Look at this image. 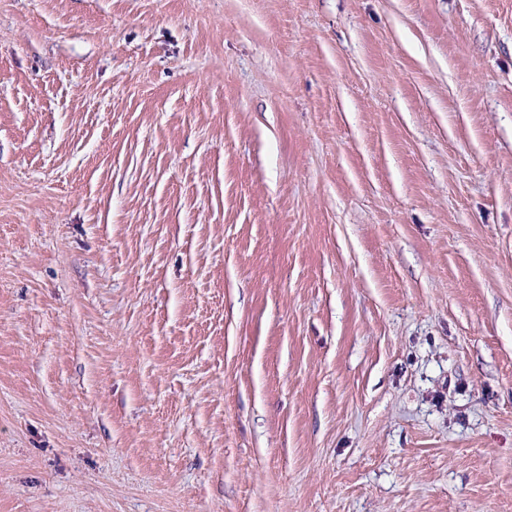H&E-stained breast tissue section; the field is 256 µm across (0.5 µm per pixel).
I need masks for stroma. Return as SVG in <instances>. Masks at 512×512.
Listing matches in <instances>:
<instances>
[{"instance_id": "obj_1", "label": "stroma", "mask_w": 512, "mask_h": 512, "mask_svg": "<svg viewBox=\"0 0 512 512\" xmlns=\"http://www.w3.org/2000/svg\"><path fill=\"white\" fill-rule=\"evenodd\" d=\"M0 512H512V0H0Z\"/></svg>"}]
</instances>
